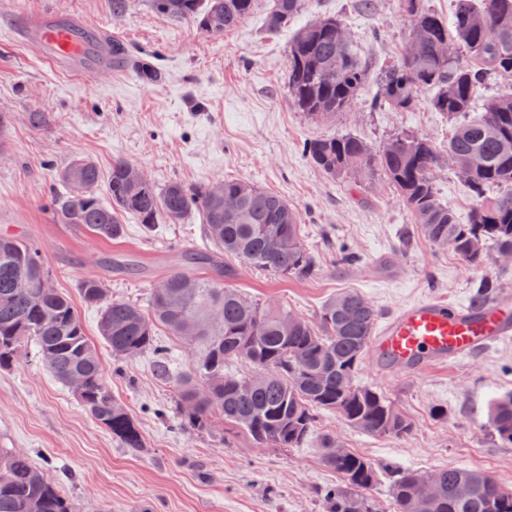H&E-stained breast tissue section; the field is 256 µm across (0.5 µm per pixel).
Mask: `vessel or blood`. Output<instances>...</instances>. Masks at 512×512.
I'll return each instance as SVG.
<instances>
[{"label": "vessel or blood", "instance_id": "1", "mask_svg": "<svg viewBox=\"0 0 512 512\" xmlns=\"http://www.w3.org/2000/svg\"><path fill=\"white\" fill-rule=\"evenodd\" d=\"M21 35L44 61L65 74L90 76L112 65L97 44L96 27L53 10L31 16ZM511 336V297L502 295L478 307L428 299L392 314L372 336L369 350L391 370L416 375L489 350Z\"/></svg>", "mask_w": 512, "mask_h": 512}]
</instances>
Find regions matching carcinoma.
I'll use <instances>...</instances> for the list:
<instances>
[{
	"instance_id": "obj_1",
	"label": "carcinoma",
	"mask_w": 512,
	"mask_h": 512,
	"mask_svg": "<svg viewBox=\"0 0 512 512\" xmlns=\"http://www.w3.org/2000/svg\"><path fill=\"white\" fill-rule=\"evenodd\" d=\"M423 0H403L410 17L409 42L397 63L377 75L380 106L411 109L424 90L430 105L452 118L472 111L490 79L507 88L483 104L476 120L457 124L448 140V160L468 185L472 205L466 223L440 203L433 171L443 155L424 136L393 135L371 147L351 135L312 138L304 143L307 159L337 179L365 184L383 180L397 192L413 223L433 245L449 247L466 266L478 269L491 253L512 254V0H453L448 20L424 7ZM255 0H150L159 14L193 23L212 36L236 27ZM303 0H273L267 28L276 31L302 9ZM458 47L443 54L444 42ZM118 64L134 66L148 83L162 73L139 62L112 41ZM367 77L348 30L324 17L300 28L288 43V98L311 118L327 119L354 105ZM130 163L112 160L110 202L100 201L99 171L85 158L60 174L65 195L54 199L58 224H74L106 240L123 234L122 218L132 215L146 232L163 217L176 223L198 212L207 237L220 252L257 270L308 279L314 261L300 232L297 211L288 200L257 185L224 180V196L237 200L234 213L210 188L172 182L131 185ZM192 280V292L182 288ZM167 288L152 291L150 312L107 298L103 282L90 276L79 284L83 301L101 308L98 331L112 357L126 360L152 350L157 375H167L166 349L157 345L160 328L200 351L192 371L178 381V426L186 432L211 431L219 422L263 448H300L314 436L321 411L337 414L358 431L401 439L412 422L379 391L357 382L378 317L375 306L355 291L339 292L323 305L313 324L284 303L247 301L231 282L224 258L188 253L182 266L164 279ZM494 278L478 281L472 303L498 293ZM32 339L42 363L64 384L83 380L77 398L82 407L112 433L122 447L137 451L144 439L121 400L106 384L99 350L86 335L71 299L55 288L36 246L19 237L0 236V369L10 367L22 344ZM229 360L257 371L251 377L224 373ZM487 421L495 437L512 445V391L493 397ZM336 440L321 439L323 464L340 484L322 492L324 512H370L359 492L381 473L390 478L392 512H512V489L486 473L439 469L435 499L420 495L426 475L380 467L354 451L336 456ZM0 512H77L51 480L21 451L0 448Z\"/></svg>"
}]
</instances>
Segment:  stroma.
Segmentation results:
<instances>
[{
  "label": "stroma",
  "instance_id": "obj_1",
  "mask_svg": "<svg viewBox=\"0 0 512 512\" xmlns=\"http://www.w3.org/2000/svg\"><path fill=\"white\" fill-rule=\"evenodd\" d=\"M357 2L304 0L302 12L272 32L266 28L270 0H256L241 24L214 37L155 13L149 0H131L117 21L112 0H0V115L7 121L0 128V233L34 241L57 287L75 298L106 379L144 438L138 452L120 447L40 364L34 343L0 370V448L29 452L78 512H323L322 490L339 481L321 461L323 434L380 465L425 473L479 470L512 488V446L495 438L485 414L490 398L512 390V337L417 376L388 372L364 357L359 382L383 392L413 421L405 438L367 435L325 412L317 439L307 446L258 448L241 435L174 426L177 379L192 365L191 350L158 330L157 341L168 351L164 380L153 352L113 361L98 334L99 309L77 298L79 282L95 276L109 297L146 304L182 251L210 247L193 211L176 224L159 220L149 233L124 217V233L115 241L55 223L49 197L58 171L86 158L105 178L118 157L159 188L241 179L288 200L299 213L315 274L306 280L265 274L225 256L249 301H280L313 322L328 298L354 290L383 322L429 298L471 302L475 283L488 273L512 292V261L496 257L486 269L468 268L424 238L389 184L340 182L305 157L306 140L336 134L373 147L398 131L427 137L441 149L448 144L453 122L434 111L425 94L407 111L376 110L370 80L350 111L329 120L309 119L289 101L288 42L316 19L341 20L370 71L403 52L409 21L402 0H372L368 11ZM45 10L96 25L137 59L159 67L161 82L146 83L131 67L98 73L90 82L55 71L15 35L25 17ZM32 112L47 113V126L32 129ZM434 180L439 200L466 219L471 195L453 167L441 163ZM344 249L355 252L356 265L339 263ZM435 408L443 417L432 416Z\"/></svg>",
  "mask_w": 512,
  "mask_h": 512
}]
</instances>
